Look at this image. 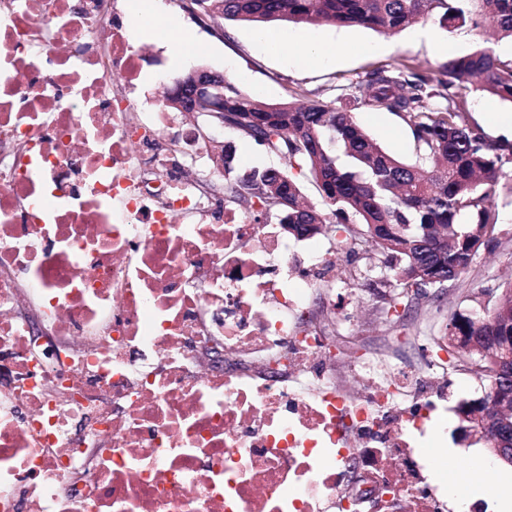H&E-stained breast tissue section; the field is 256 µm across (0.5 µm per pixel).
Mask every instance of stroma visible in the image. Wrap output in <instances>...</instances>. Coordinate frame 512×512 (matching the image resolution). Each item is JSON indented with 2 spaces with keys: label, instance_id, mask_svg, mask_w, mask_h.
Returning <instances> with one entry per match:
<instances>
[{
  "label": "stroma",
  "instance_id": "stroma-1",
  "mask_svg": "<svg viewBox=\"0 0 512 512\" xmlns=\"http://www.w3.org/2000/svg\"><path fill=\"white\" fill-rule=\"evenodd\" d=\"M160 8L176 26L196 38L202 52L184 61L182 66H174L166 46L142 37L138 25L130 24L135 44L147 50L148 63L141 88L150 92L168 82L179 70L200 65L224 73L240 91L270 104L290 101L296 93L309 99L334 100L342 98L351 83L363 79L374 69L406 64L435 71L448 59L466 55L481 43L478 28L468 25L446 29L433 18L393 33L359 26L276 24L277 32L293 35L300 43L312 37L342 38L343 50L335 61L302 66L297 64L295 53L279 55L257 41L254 37L256 28L251 23L227 21L220 27L203 23L190 12L188 0H162ZM465 97L469 122L482 126L491 139H498L491 115L511 113L512 104L472 88L467 90ZM355 116L390 154L404 161L414 159L413 135L399 115L362 107L356 110ZM500 222L504 231V249L479 252L465 274L461 288H448L436 304L420 300L418 311L421 315H433L436 307H443L444 315L439 322L444 325L455 310L491 307L488 290L497 289L512 278V204L501 206ZM377 263V258L367 253L352 256L347 251H339L334 287L337 297L347 304L351 321L341 326L335 320L325 319L321 326L334 342L339 358L376 360L387 366L418 364L422 358L420 338L412 327L385 322L383 302L365 286L369 269ZM446 378L448 408L434 414L442 433L424 440L411 437L412 447L421 456L439 446L463 457L473 453L486 454L487 448L479 438L463 442L456 435L460 404L481 397L485 391L483 384L465 371L448 370ZM509 477H512V465L495 461L490 462L482 478L461 474L459 484L463 491L448 498L445 512H469L475 502L481 504L483 512H497L495 500L477 492L476 486L482 480L500 482Z\"/></svg>",
  "mask_w": 512,
  "mask_h": 512
}]
</instances>
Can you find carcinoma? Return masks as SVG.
<instances>
[{
	"label": "carcinoma",
	"mask_w": 512,
	"mask_h": 512,
	"mask_svg": "<svg viewBox=\"0 0 512 512\" xmlns=\"http://www.w3.org/2000/svg\"><path fill=\"white\" fill-rule=\"evenodd\" d=\"M204 16L220 21L294 24L323 22L382 32L404 29L429 16L460 27L479 16L491 20L482 45L451 58L433 72L407 65L375 69L354 86L342 105L307 100L269 104L224 84V123L282 158L287 167L252 168L224 184V198L252 216L281 212L288 234L309 238L326 230L352 253L372 245L384 269L369 283L388 306L438 294L457 285L482 249L500 245L497 187L512 196V143L492 140L467 121L462 90L476 89L512 103V54L494 45L512 41V0H191ZM364 105L399 113L412 131L416 157L400 160L377 144L353 116ZM313 182L328 206L321 211L302 201V184ZM430 347L448 353V367L476 365L488 381L482 397L459 407L462 424L485 425L487 437L506 448L492 420L507 403L512 422V388L495 386L494 372L512 373V282L501 286L494 306L484 312L452 313L448 336L431 321L419 326Z\"/></svg>",
	"instance_id": "1"
}]
</instances>
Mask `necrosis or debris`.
<instances>
[{"instance_id": "obj_1", "label": "necrosis or debris", "mask_w": 512, "mask_h": 512, "mask_svg": "<svg viewBox=\"0 0 512 512\" xmlns=\"http://www.w3.org/2000/svg\"><path fill=\"white\" fill-rule=\"evenodd\" d=\"M120 12L0 0V512H442L399 393L446 356L333 355L335 257L204 190Z\"/></svg>"}]
</instances>
